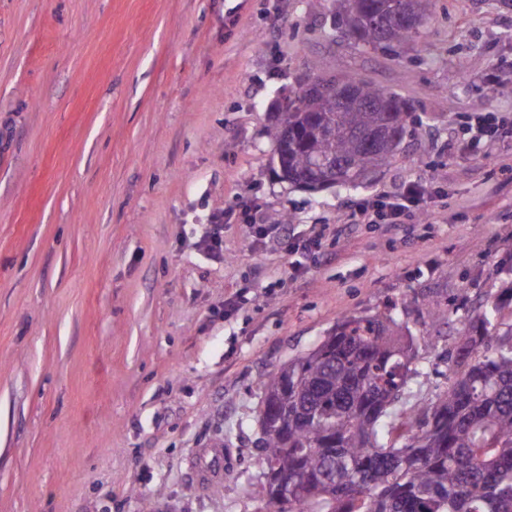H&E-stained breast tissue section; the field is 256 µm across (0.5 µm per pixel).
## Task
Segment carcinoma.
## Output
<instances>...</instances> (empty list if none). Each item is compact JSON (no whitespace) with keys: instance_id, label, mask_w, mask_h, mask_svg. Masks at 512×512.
<instances>
[{"instance_id":"carcinoma-1","label":"carcinoma","mask_w":512,"mask_h":512,"mask_svg":"<svg viewBox=\"0 0 512 512\" xmlns=\"http://www.w3.org/2000/svg\"><path fill=\"white\" fill-rule=\"evenodd\" d=\"M402 0H331L356 28L355 45L417 44L423 29L398 20ZM360 106L340 108L312 78L274 112L267 135L278 168L315 182L363 184L400 157L410 112L359 74ZM448 354L451 383L435 399L397 410L418 351L392 311L346 315L320 346L260 382L257 422L266 512H512V322L497 304L466 312ZM298 487L280 497L278 481Z\"/></svg>"}]
</instances>
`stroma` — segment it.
<instances>
[{
  "mask_svg": "<svg viewBox=\"0 0 512 512\" xmlns=\"http://www.w3.org/2000/svg\"><path fill=\"white\" fill-rule=\"evenodd\" d=\"M330 7L0 0V512H263V375L393 302L422 403L450 383L463 310L512 312V134L468 135L489 111L512 124V0H437L418 47L387 52ZM320 70L423 120L371 184L274 172L271 106ZM414 179L430 218L345 223ZM250 202L288 235L257 240ZM215 214L220 260L196 246Z\"/></svg>",
  "mask_w": 512,
  "mask_h": 512,
  "instance_id": "1",
  "label": "stroma"
}]
</instances>
